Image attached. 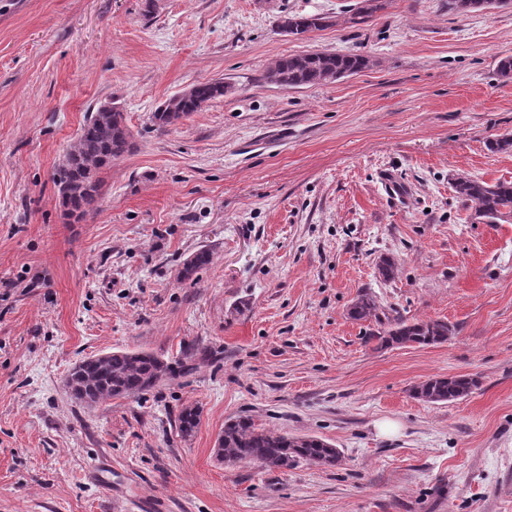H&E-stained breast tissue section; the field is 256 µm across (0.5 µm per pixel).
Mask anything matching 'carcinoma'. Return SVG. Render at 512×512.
<instances>
[{
    "label": "carcinoma",
    "instance_id": "carcinoma-1",
    "mask_svg": "<svg viewBox=\"0 0 512 512\" xmlns=\"http://www.w3.org/2000/svg\"><path fill=\"white\" fill-rule=\"evenodd\" d=\"M297 34L327 26L320 14H292ZM367 60L360 55L333 51H312L289 55L277 60L265 75L266 82L298 88L337 80L362 71ZM230 86L221 79H211L191 87L187 96H172L153 112V125L165 129L179 120L198 112L208 102L227 94ZM134 148L133 133L124 112L116 105L98 107L87 116L75 144L66 151L53 176L58 187L59 203L70 217L85 218L96 210L104 170ZM458 200L474 210V217L487 224L512 220V180L494 184L458 174L452 179ZM210 253L202 250L188 259L184 277L210 263ZM349 316L357 321L379 319L376 300L364 294L350 307ZM451 329L438 319L409 322L398 319L374 333L380 347L394 345L428 346L448 341ZM174 376L172 367L144 351H117L103 360L75 366L70 389L78 399L90 397L99 402L112 397H139L152 390L165 377ZM477 381L466 375L436 377L417 385L413 394L429 403L454 401L468 396ZM200 425V412L194 406L184 407L178 417L182 436L192 435ZM218 453L224 463H257L268 471H286L300 462L337 467L343 461L341 451L331 443L314 436L288 435L261 427L248 416H238L224 422V434L219 440Z\"/></svg>",
    "mask_w": 512,
    "mask_h": 512
}]
</instances>
